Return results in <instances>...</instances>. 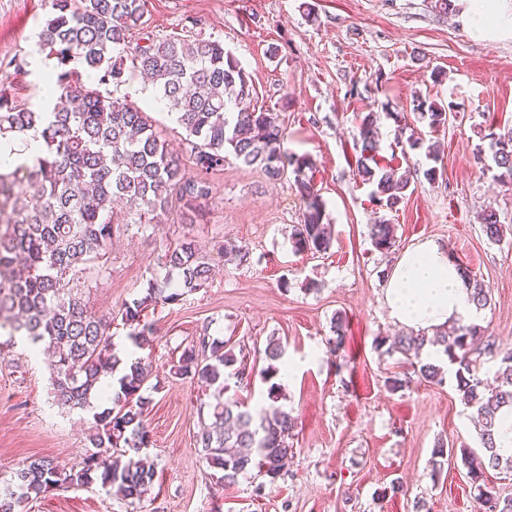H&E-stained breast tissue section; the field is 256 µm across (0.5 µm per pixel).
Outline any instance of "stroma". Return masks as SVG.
<instances>
[{"mask_svg": "<svg viewBox=\"0 0 512 512\" xmlns=\"http://www.w3.org/2000/svg\"><path fill=\"white\" fill-rule=\"evenodd\" d=\"M436 0H145L154 35L223 42L250 75L252 106L280 116L286 152L309 156L326 202L334 241L329 254L294 251L291 227L300 221L292 182H270L263 171L228 160L213 177L214 198L196 223L179 208L139 230H117L100 274L84 275L93 311L112 316V337L127 338L125 308L149 279L163 278L160 257L190 238L215 268L212 280L179 302L148 309L158 333L140 355L153 366L145 453L157 478L136 502L93 484L60 489L30 503L28 512H489L456 459H434L437 444L479 445L478 429L453 381L416 382L393 392L386 384L396 357L377 349L378 337L400 334L384 303L386 276L419 241L445 245L449 255L489 286L491 306L478 323L500 348L512 349V188L499 186L477 159L479 131L512 124V37L478 39L467 13L443 14ZM52 0H0V89L34 110L55 61L37 34ZM316 21H309L308 13ZM446 77L433 82V67ZM118 97L147 108L169 143L185 132L155 102L150 85L133 77ZM454 104L446 129L433 132L413 112L416 97ZM405 115L422 147L398 140L393 120L379 123L382 162H409L415 174L398 209L373 201L372 185L354 174L356 134L369 111ZM439 142L444 173L428 181L426 144ZM493 208L503 226L499 242L482 232ZM387 221L396 243L374 250L369 224ZM234 244L246 261H224L217 241ZM347 321L346 365L326 348L336 317ZM238 342L248 364L279 338L285 361L300 367L278 402L258 375L237 394L248 403L277 405L294 418V454L276 481L250 471L227 486L213 477L198 446L214 392L175 375L185 348L200 335ZM93 414L53 402L46 360L25 345L0 350V482L27 458L60 466L90 450ZM401 482L402 493L390 490Z\"/></svg>", "mask_w": 512, "mask_h": 512, "instance_id": "1", "label": "stroma"}]
</instances>
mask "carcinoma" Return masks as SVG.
<instances>
[{"mask_svg": "<svg viewBox=\"0 0 512 512\" xmlns=\"http://www.w3.org/2000/svg\"><path fill=\"white\" fill-rule=\"evenodd\" d=\"M52 9L38 34L40 48L57 60L58 73L48 79L52 107L36 111L0 90V136L34 130L45 144V152L32 163L0 172V350L20 340L52 352L54 397L69 409L90 408L102 376L119 369L122 373L112 389V407L94 414L90 443L96 451L68 468L47 457L22 463L13 479L0 487V512H26L29 502L53 490L81 489L97 481L114 495L134 501L156 480L155 466L139 456L150 445L141 390L152 366L140 359L121 365L113 352L112 318L89 307L77 278L101 270L114 226L154 224L158 212L175 201L186 213L200 214L201 204L213 194L211 175L232 157L261 168L274 182L288 174L293 177L301 201L300 223L291 233L296 252L326 255L333 246L326 202L307 174L312 169L309 157L285 153L278 114L242 107L253 96V84L222 42L155 36L144 45L130 46L133 35L146 27L144 0H53ZM75 60L98 75L97 83L83 81L81 73L69 68ZM133 76L148 81L157 100L176 115L186 133L183 155L169 150L147 112L113 97L109 87ZM413 102L430 129L447 127L452 104L418 97ZM379 119L380 113L369 112L359 124L356 176L375 186L373 194L381 206L395 210L410 186L411 170L401 173L377 159L374 130ZM490 136L494 179L512 186V127ZM481 224L488 240L501 239L502 225L493 208L484 211ZM394 231V225L383 220L369 225L374 249L388 252L395 244ZM162 260L178 273L179 281H150L145 295L125 310V320L133 326L130 339L138 347L150 343L156 333L153 324L142 320L146 309L179 301V289L195 291L211 275L207 254L193 240L168 247ZM463 274L477 310L491 306L490 289L468 270ZM332 333L326 344L338 357L346 340L343 317L334 319ZM376 343L381 346L386 339ZM427 346L456 366V390L480 423L482 453L460 449L473 483L483 481L490 468L512 467V455L501 454L498 447L499 415L512 408V349L501 350L477 324L452 334L445 330L432 336H396L386 349L400 355V372L386 380L391 390L410 387L416 376L443 383L444 368L421 359ZM494 353L501 356L500 366L495 386L487 393L479 376L480 359ZM264 355L267 398L274 402L281 384L273 378L284 346L271 338ZM174 374L214 389L215 403L199 444L208 466L222 472L219 480L231 485L253 469L275 480L293 455L288 443L292 417L280 409L253 410L226 396L230 379L248 385L252 377L232 342L200 337L199 345L183 350Z\"/></svg>", "mask_w": 512, "mask_h": 512, "instance_id": "cac0c4a2", "label": "carcinoma"}]
</instances>
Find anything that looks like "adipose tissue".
I'll use <instances>...</instances> for the list:
<instances>
[{
	"label": "adipose tissue",
	"mask_w": 512,
	"mask_h": 512,
	"mask_svg": "<svg viewBox=\"0 0 512 512\" xmlns=\"http://www.w3.org/2000/svg\"><path fill=\"white\" fill-rule=\"evenodd\" d=\"M470 26L478 34L512 33V8L506 0H481L471 10ZM384 302L392 320L416 332H432L476 320L463 277L447 248L425 240L408 249L391 269Z\"/></svg>",
	"instance_id": "obj_1"
}]
</instances>
